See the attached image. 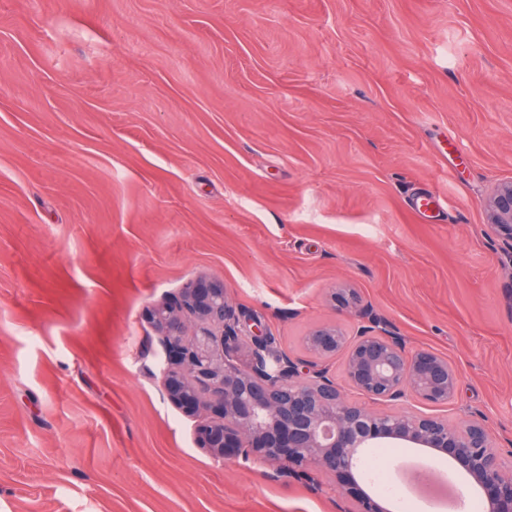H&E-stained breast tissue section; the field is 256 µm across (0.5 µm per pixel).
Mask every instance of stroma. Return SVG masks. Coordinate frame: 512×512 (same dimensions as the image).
<instances>
[{
	"label": "stroma",
	"instance_id": "35a3bbf8",
	"mask_svg": "<svg viewBox=\"0 0 512 512\" xmlns=\"http://www.w3.org/2000/svg\"><path fill=\"white\" fill-rule=\"evenodd\" d=\"M512 0H0V512H352L214 459L147 307L223 282L290 356L360 321L448 359L512 468ZM433 192L441 208L413 203ZM488 224L503 236L512 252V181L499 183L484 201ZM331 298L339 311H354L359 317L370 320L371 313H369V310L365 308V306H361L353 290L349 288H338L333 292Z\"/></svg>",
	"mask_w": 512,
	"mask_h": 512
}]
</instances>
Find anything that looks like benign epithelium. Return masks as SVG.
Returning <instances> with one entry per match:
<instances>
[{
	"label": "benign epithelium",
	"instance_id": "1",
	"mask_svg": "<svg viewBox=\"0 0 512 512\" xmlns=\"http://www.w3.org/2000/svg\"><path fill=\"white\" fill-rule=\"evenodd\" d=\"M484 209L512 249V181L495 186ZM332 301L340 311L371 317L349 288L334 291ZM146 318L164 349L169 401L188 412L201 404L214 409L215 417L197 429L199 445L214 458L243 449L270 463L314 466L353 498L357 512H389L362 488L372 449L387 443L428 448L475 484L487 512H512V473L481 423L451 426L435 415L374 412L346 401L321 365L342 351L346 378L363 394L442 405L455 397L459 377L435 353L409 352L393 332L374 326L362 327L349 342L338 325L325 323L303 338L309 358H294L260 321L228 302L224 283L207 279L154 304ZM243 345L251 354L246 369L237 363Z\"/></svg>",
	"mask_w": 512,
	"mask_h": 512
}]
</instances>
